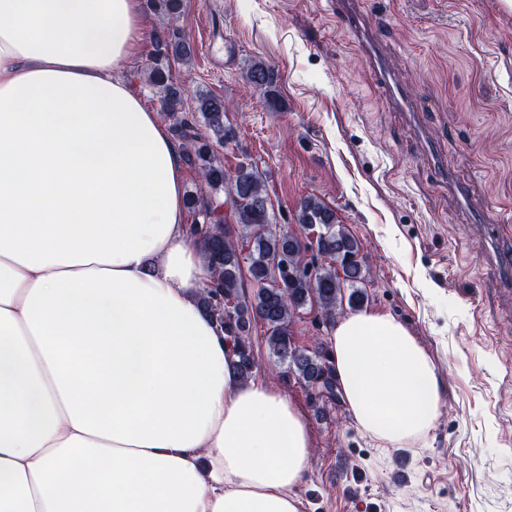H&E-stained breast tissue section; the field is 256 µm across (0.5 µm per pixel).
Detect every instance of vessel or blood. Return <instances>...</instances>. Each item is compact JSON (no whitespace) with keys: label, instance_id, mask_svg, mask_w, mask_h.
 I'll use <instances>...</instances> for the list:
<instances>
[{"label":"vessel or blood","instance_id":"1","mask_svg":"<svg viewBox=\"0 0 512 512\" xmlns=\"http://www.w3.org/2000/svg\"><path fill=\"white\" fill-rule=\"evenodd\" d=\"M338 12L355 35L354 45L372 66L386 93L402 106H409L407 87L393 73L377 41L366 27L361 0H336Z\"/></svg>","mask_w":512,"mask_h":512}]
</instances>
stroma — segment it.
<instances>
[{
    "label": "stroma",
    "instance_id": "stroma-1",
    "mask_svg": "<svg viewBox=\"0 0 512 512\" xmlns=\"http://www.w3.org/2000/svg\"><path fill=\"white\" fill-rule=\"evenodd\" d=\"M363 9L414 115L387 99L336 0H183L176 25L193 56L173 63L171 80L185 91L183 111L201 92L223 98L240 132L220 150L224 166L258 169L278 228L311 240L295 222L309 195L335 211L371 272L365 310L401 322L441 376L435 427L396 448L378 447L344 405L320 414L300 383L281 382L312 434L297 489L306 512H512V292L483 231L497 225L498 246H512V8L364 0ZM149 50L142 44L118 75L156 112ZM255 59L278 75L280 111L245 81Z\"/></svg>",
    "mask_w": 512,
    "mask_h": 512
}]
</instances>
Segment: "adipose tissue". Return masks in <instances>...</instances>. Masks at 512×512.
Returning a JSON list of instances; mask_svg holds the SVG:
<instances>
[{"label":"adipose tissue","instance_id":"obj_1","mask_svg":"<svg viewBox=\"0 0 512 512\" xmlns=\"http://www.w3.org/2000/svg\"><path fill=\"white\" fill-rule=\"evenodd\" d=\"M141 0H0V512H305L311 435L199 298L182 153L115 72ZM349 415L424 438L438 369L389 315L328 338Z\"/></svg>","mask_w":512,"mask_h":512}]
</instances>
